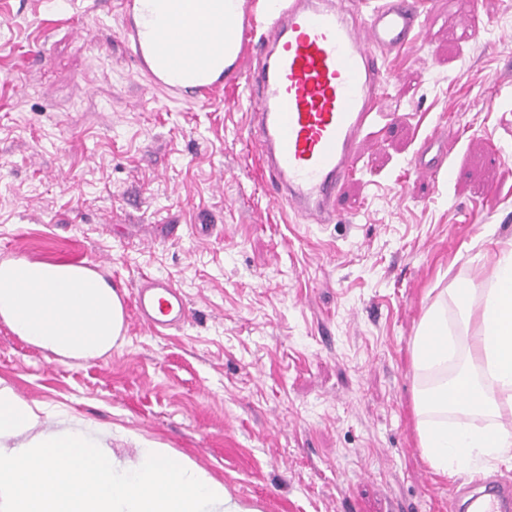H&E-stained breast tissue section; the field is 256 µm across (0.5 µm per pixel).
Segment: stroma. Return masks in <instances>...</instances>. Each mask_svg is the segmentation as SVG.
<instances>
[{
  "mask_svg": "<svg viewBox=\"0 0 512 512\" xmlns=\"http://www.w3.org/2000/svg\"><path fill=\"white\" fill-rule=\"evenodd\" d=\"M431 2L339 222L296 224L262 178L244 88L165 103L125 58L117 0L60 16L0 0V261L101 260L129 288L170 278L190 309L164 335L127 315L92 361L0 321V380L188 455L260 512H450L468 482L422 456L410 344L443 289L492 266L472 242L512 239V0H481L472 43L453 33L464 0ZM434 134L456 143L428 181L411 164Z\"/></svg>",
  "mask_w": 512,
  "mask_h": 512,
  "instance_id": "stroma-1",
  "label": "stroma"
}]
</instances>
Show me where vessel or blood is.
I'll use <instances>...</instances> for the list:
<instances>
[{
    "label": "vessel or blood",
    "mask_w": 512,
    "mask_h": 512,
    "mask_svg": "<svg viewBox=\"0 0 512 512\" xmlns=\"http://www.w3.org/2000/svg\"><path fill=\"white\" fill-rule=\"evenodd\" d=\"M198 0H165L146 18L143 0H119L123 36L145 88L170 102L208 104L245 85L250 135L276 201L311 224L338 219V198L357 172V148L384 111L392 53L428 34L427 0H221L211 27L195 21ZM180 11L183 22L168 17ZM461 41L484 30L478 0L457 25ZM139 322L160 333L182 326L188 302L170 279L141 277L133 292ZM476 512H512V489L486 485Z\"/></svg>",
    "instance_id": "b4317fda"
}]
</instances>
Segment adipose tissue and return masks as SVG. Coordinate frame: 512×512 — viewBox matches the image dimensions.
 Segmentation results:
<instances>
[{
    "instance_id": "1",
    "label": "adipose tissue",
    "mask_w": 512,
    "mask_h": 512,
    "mask_svg": "<svg viewBox=\"0 0 512 512\" xmlns=\"http://www.w3.org/2000/svg\"><path fill=\"white\" fill-rule=\"evenodd\" d=\"M0 319L46 353L95 359L124 342L116 291L68 264L0 263ZM423 456L451 477L488 463L512 468V248L480 281L441 291L411 343ZM44 407L0 382V512H259L189 457L135 437L119 457L101 428L59 415L37 431ZM483 424H476V417Z\"/></svg>"
}]
</instances>
